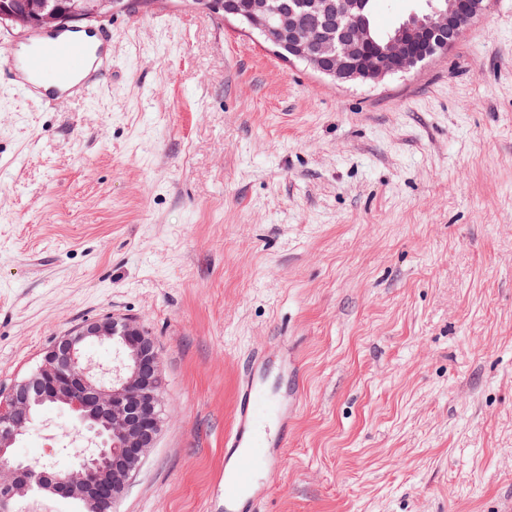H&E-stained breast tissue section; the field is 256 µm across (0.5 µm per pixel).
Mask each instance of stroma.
<instances>
[{
	"label": "stroma",
	"instance_id": "stroma-1",
	"mask_svg": "<svg viewBox=\"0 0 512 512\" xmlns=\"http://www.w3.org/2000/svg\"><path fill=\"white\" fill-rule=\"evenodd\" d=\"M61 104L0 80V389L83 321L155 337L163 428L117 512H206L243 360L301 397L260 512H512V0L335 84L192 0L108 16ZM45 411L17 458L78 463Z\"/></svg>",
	"mask_w": 512,
	"mask_h": 512
}]
</instances>
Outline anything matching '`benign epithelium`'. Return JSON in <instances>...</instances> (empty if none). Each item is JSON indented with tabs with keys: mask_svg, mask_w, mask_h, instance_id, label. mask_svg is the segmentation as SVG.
Masks as SVG:
<instances>
[{
	"mask_svg": "<svg viewBox=\"0 0 512 512\" xmlns=\"http://www.w3.org/2000/svg\"><path fill=\"white\" fill-rule=\"evenodd\" d=\"M123 0H98L84 10L70 6L36 12L24 29L92 24ZM428 10L410 14L384 38L372 34L367 0H295L284 9L274 0H249L246 10L225 0L233 18L333 82L379 81L417 65L421 51H445L465 23L481 16L486 0H426ZM112 345V367L86 358L91 343ZM164 378L155 337L128 317L86 320L58 337L36 369L0 392V512L32 491L60 494L83 512H117L133 478L162 427ZM47 406L70 413L95 440L77 467L64 473L46 462H16L12 448L25 434L31 415Z\"/></svg>",
	"mask_w": 512,
	"mask_h": 512,
	"instance_id": "1",
	"label": "benign epithelium"
}]
</instances>
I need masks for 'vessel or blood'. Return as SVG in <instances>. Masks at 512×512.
Here are the masks:
<instances>
[{
	"label": "vessel or blood",
	"instance_id": "1",
	"mask_svg": "<svg viewBox=\"0 0 512 512\" xmlns=\"http://www.w3.org/2000/svg\"><path fill=\"white\" fill-rule=\"evenodd\" d=\"M26 46L21 55L12 47L1 52L0 72L23 95L46 103L92 92L112 68L98 27L33 34ZM269 357L266 350L252 353L237 380L234 419L224 434V481L214 490L224 500V512H257L288 444L295 405L269 382Z\"/></svg>",
	"mask_w": 512,
	"mask_h": 512
}]
</instances>
